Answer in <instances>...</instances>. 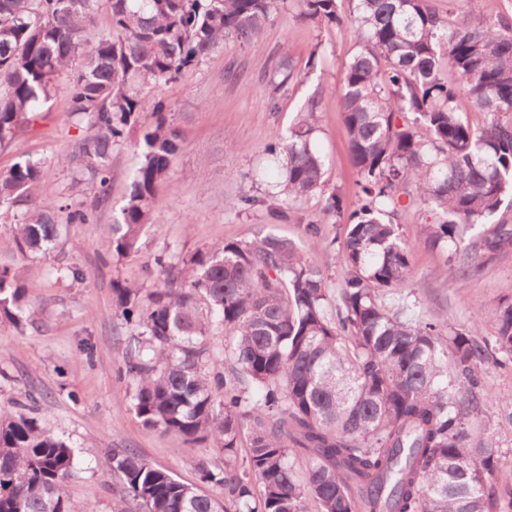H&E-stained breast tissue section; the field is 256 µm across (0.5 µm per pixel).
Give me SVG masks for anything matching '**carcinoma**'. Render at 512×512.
<instances>
[{
  "instance_id": "1",
  "label": "carcinoma",
  "mask_w": 512,
  "mask_h": 512,
  "mask_svg": "<svg viewBox=\"0 0 512 512\" xmlns=\"http://www.w3.org/2000/svg\"><path fill=\"white\" fill-rule=\"evenodd\" d=\"M111 31L90 42L101 2ZM341 0H297L305 21L342 24ZM358 51L342 71L340 103L362 203L341 241L346 274L328 312L324 275L275 234L224 241L183 260L140 302L115 282L128 337L119 374L148 430L196 446L210 440L224 463L195 460L214 498L112 449V471L141 512H491L502 468L512 463L478 430L512 426V399L493 401L488 362L512 369V302L492 336L415 321L385 298L407 282L411 252L387 205L402 187L434 213L423 244L460 263L512 247V19L483 16L482 0H354ZM284 0H0V148L12 144L65 94L89 134L72 157L90 197L39 199L41 163L0 174V214L14 220L24 259L50 251L67 224H88L106 199L112 147L137 127L146 94L228 40L258 39ZM467 98L485 121L457 105ZM316 108L269 145L286 156L281 194L324 184L311 146ZM142 162L112 251L136 249L181 144L155 106ZM497 217L477 236L466 232ZM34 286L0 269V321L23 330ZM224 331L221 355L209 336ZM72 449L24 415L0 413V512H85L64 490Z\"/></svg>"
}]
</instances>
